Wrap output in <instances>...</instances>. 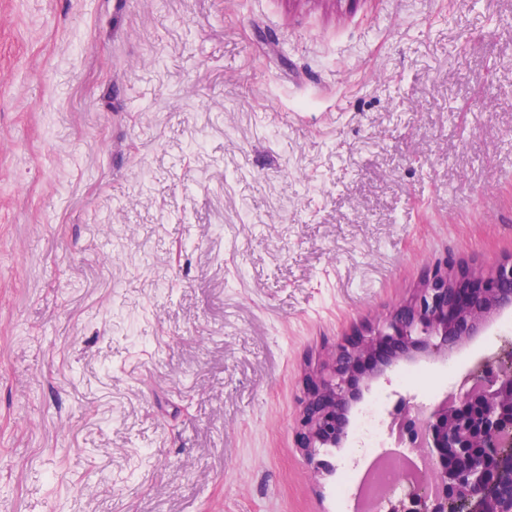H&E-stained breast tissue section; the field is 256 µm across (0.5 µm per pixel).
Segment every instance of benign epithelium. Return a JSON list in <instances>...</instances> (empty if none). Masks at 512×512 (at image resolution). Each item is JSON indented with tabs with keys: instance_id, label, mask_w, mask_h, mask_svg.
I'll use <instances>...</instances> for the list:
<instances>
[{
	"instance_id": "1",
	"label": "benign epithelium",
	"mask_w": 512,
	"mask_h": 512,
	"mask_svg": "<svg viewBox=\"0 0 512 512\" xmlns=\"http://www.w3.org/2000/svg\"><path fill=\"white\" fill-rule=\"evenodd\" d=\"M512 310V258L489 274L443 259L425 273L413 296L383 321L336 342L330 357L307 366L295 442L317 477L335 471L318 458L343 445L350 415L364 393L401 364L448 360L457 349ZM453 403L424 410L394 388L389 415L432 449L429 487L406 484L381 512H512V347L478 362Z\"/></svg>"
}]
</instances>
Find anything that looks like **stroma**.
<instances>
[{
	"instance_id": "stroma-1",
	"label": "stroma",
	"mask_w": 512,
	"mask_h": 512,
	"mask_svg": "<svg viewBox=\"0 0 512 512\" xmlns=\"http://www.w3.org/2000/svg\"><path fill=\"white\" fill-rule=\"evenodd\" d=\"M445 257H512V0H0V512H354L304 369Z\"/></svg>"
}]
</instances>
